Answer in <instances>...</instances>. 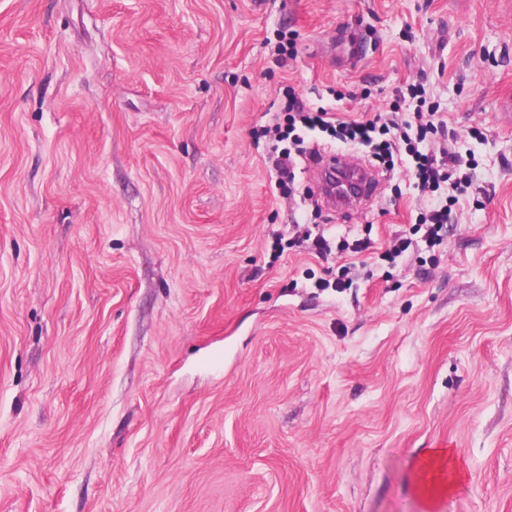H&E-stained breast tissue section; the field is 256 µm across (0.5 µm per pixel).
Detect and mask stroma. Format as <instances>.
Returning a JSON list of instances; mask_svg holds the SVG:
<instances>
[{
	"instance_id": "35a3bbf8",
	"label": "stroma",
	"mask_w": 512,
	"mask_h": 512,
	"mask_svg": "<svg viewBox=\"0 0 512 512\" xmlns=\"http://www.w3.org/2000/svg\"><path fill=\"white\" fill-rule=\"evenodd\" d=\"M416 82L472 185L391 264L406 171L297 215L252 132ZM510 103L512 0H0V512H426L438 446L512 512Z\"/></svg>"
}]
</instances>
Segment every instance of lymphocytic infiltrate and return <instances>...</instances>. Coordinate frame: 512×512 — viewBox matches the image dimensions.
Masks as SVG:
<instances>
[{"mask_svg": "<svg viewBox=\"0 0 512 512\" xmlns=\"http://www.w3.org/2000/svg\"><path fill=\"white\" fill-rule=\"evenodd\" d=\"M283 119L273 120L258 131V138L279 142L269 160L276 172L274 188L287 199H294V169L307 150L299 129H319L332 133L348 149H363L369 164L385 173L403 167L411 169L414 185L421 197L431 204L416 218V229L427 244L439 245L448 230L450 205L463 193L457 173L462 159L447 142L436 136L448 124L436 110L402 112L400 104L374 118L356 120L342 118L328 108L310 109L297 96H289L282 106Z\"/></svg>", "mask_w": 512, "mask_h": 512, "instance_id": "1", "label": "lymphocytic infiltrate"}]
</instances>
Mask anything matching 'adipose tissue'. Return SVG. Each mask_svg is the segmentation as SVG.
Segmentation results:
<instances>
[{
	"label": "adipose tissue",
	"mask_w": 512,
	"mask_h": 512,
	"mask_svg": "<svg viewBox=\"0 0 512 512\" xmlns=\"http://www.w3.org/2000/svg\"><path fill=\"white\" fill-rule=\"evenodd\" d=\"M465 478L464 468L446 448L425 450L412 474L415 490L429 506L437 497L452 493Z\"/></svg>",
	"instance_id": "adipose-tissue-1"
}]
</instances>
